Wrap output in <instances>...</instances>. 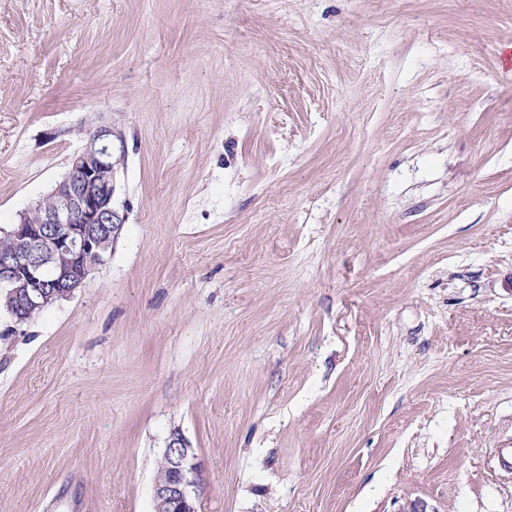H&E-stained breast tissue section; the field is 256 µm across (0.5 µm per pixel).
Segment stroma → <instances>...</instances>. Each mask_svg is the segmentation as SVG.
I'll return each mask as SVG.
<instances>
[{
    "label": "stroma",
    "instance_id": "obj_1",
    "mask_svg": "<svg viewBox=\"0 0 512 512\" xmlns=\"http://www.w3.org/2000/svg\"><path fill=\"white\" fill-rule=\"evenodd\" d=\"M95 118L110 261L0 317V512H512V0H0V227ZM162 461L165 468L154 485L157 512H200L197 488L201 469L188 441L176 430L171 433Z\"/></svg>",
    "mask_w": 512,
    "mask_h": 512
}]
</instances>
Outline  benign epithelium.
<instances>
[{
  "mask_svg": "<svg viewBox=\"0 0 512 512\" xmlns=\"http://www.w3.org/2000/svg\"><path fill=\"white\" fill-rule=\"evenodd\" d=\"M79 134L84 144L47 195L49 204L39 202L20 214L9 232L14 249L0 255V292L7 293L9 317L17 325L82 287L93 269L110 260V246L125 223L113 206L120 163L114 139L120 135L98 121L82 126ZM57 256L62 263L48 280L45 265ZM163 461L154 485L157 512H199L201 469L181 433H171Z\"/></svg>",
  "mask_w": 512,
  "mask_h": 512,
  "instance_id": "obj_1",
  "label": "benign epithelium"
}]
</instances>
